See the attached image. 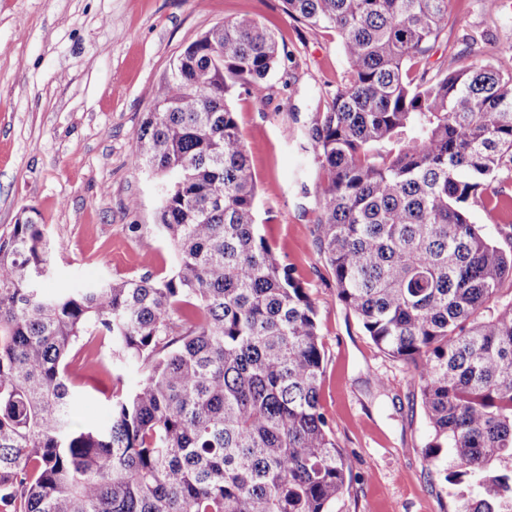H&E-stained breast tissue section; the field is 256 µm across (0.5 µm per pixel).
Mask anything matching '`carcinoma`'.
<instances>
[{"label": "carcinoma", "instance_id": "1", "mask_svg": "<svg viewBox=\"0 0 512 512\" xmlns=\"http://www.w3.org/2000/svg\"><path fill=\"white\" fill-rule=\"evenodd\" d=\"M449 0H283L330 28L344 82L310 130L314 234L337 295L418 384L428 464L460 512L512 500V43L494 63L429 58ZM285 54L254 19L218 23L157 86L131 163L164 178L149 232L176 272L53 292L38 213L0 235V512H331L350 469L323 412L317 310L259 231L252 147L231 99ZM107 350L105 428L74 422L71 385ZM478 488L474 498L469 490Z\"/></svg>", "mask_w": 512, "mask_h": 512}]
</instances>
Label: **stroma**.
<instances>
[{
    "label": "stroma",
    "instance_id": "obj_1",
    "mask_svg": "<svg viewBox=\"0 0 512 512\" xmlns=\"http://www.w3.org/2000/svg\"><path fill=\"white\" fill-rule=\"evenodd\" d=\"M241 18L266 23L287 52L264 97L242 94L232 107L255 147L259 230L318 311L321 404L352 470L332 512H456L424 456L417 387L341 303L313 236L318 173L304 148L346 74L334 30L295 22L282 0H0V234L21 210L38 212L54 245L52 287L171 275L170 244L148 231L159 181L132 165V133L172 61L215 24ZM510 42L512 0L492 12L483 0H451L432 60L488 63ZM75 387L76 421L105 424L110 356L93 360Z\"/></svg>",
    "mask_w": 512,
    "mask_h": 512
}]
</instances>
